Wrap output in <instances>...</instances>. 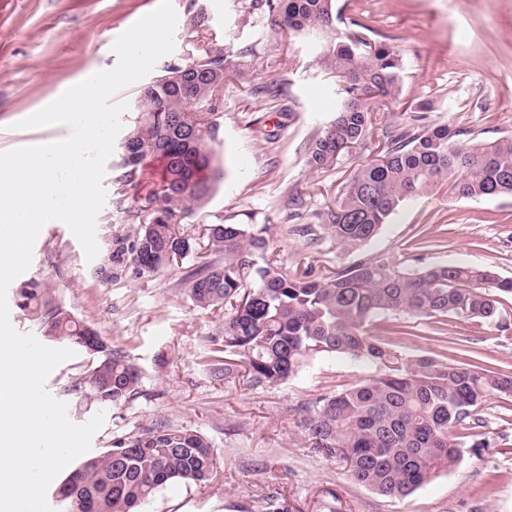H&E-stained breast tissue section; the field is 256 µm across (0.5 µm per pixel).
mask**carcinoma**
I'll return each mask as SVG.
<instances>
[{
    "instance_id": "1",
    "label": "carcinoma",
    "mask_w": 512,
    "mask_h": 512,
    "mask_svg": "<svg viewBox=\"0 0 512 512\" xmlns=\"http://www.w3.org/2000/svg\"><path fill=\"white\" fill-rule=\"evenodd\" d=\"M267 9L288 34L333 28L334 0H250ZM320 66L340 82L336 119L308 144L311 170L329 169L344 153L366 143L373 129L369 103L395 100L402 91L401 53L364 34L333 33ZM234 64L224 52L192 47L166 65L137 97L131 130L122 145L124 182L160 163L158 189L134 218L142 223L126 247L137 274L154 273L196 251L193 238L175 229L205 204L223 171L212 144L219 137L218 105ZM412 123L383 132L379 153L359 164L334 207L315 214L336 243L356 248L374 238L406 200L448 185V196H512V138L484 143L448 124ZM206 262L185 279V294L201 309H224L220 332L226 376L249 387L276 386L320 355L369 363L376 373L309 401L301 428L311 447L348 464L350 477L375 493L404 499L448 471L460 449L478 440L482 403L512 397V373L464 367L435 357L412 358L370 334L392 316L498 322L501 298L512 297V279L488 268L434 265L409 271L385 255L317 273L307 257L281 263L268 228L211 224ZM17 307L45 336L71 346L96 333L47 297L37 281L17 292ZM85 397L117 405L140 392L141 374L120 350L97 354L85 380ZM212 443L192 428L163 427L117 440L86 458L61 483L66 512H132L172 481L208 483Z\"/></svg>"
}]
</instances>
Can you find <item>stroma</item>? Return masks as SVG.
Segmentation results:
<instances>
[{
	"label": "stroma",
	"mask_w": 512,
	"mask_h": 512,
	"mask_svg": "<svg viewBox=\"0 0 512 512\" xmlns=\"http://www.w3.org/2000/svg\"><path fill=\"white\" fill-rule=\"evenodd\" d=\"M177 13L175 49L162 64L190 49L189 19L202 11L208 47L231 55L237 74L224 87L219 139L213 146L224 179L207 203L181 224L206 245L207 227L221 222L269 227L285 264L308 252L316 271L356 263L376 254L406 268L435 264L479 265L512 278V197L452 199L447 188L406 202L370 241L345 248L323 239L307 247L287 233L288 199L301 197L302 221L334 205L369 148H353L330 170L313 171L307 146L336 117L337 82L318 60L327 33L288 35L274 29L250 0H171ZM344 21L358 20L375 40L393 44L404 57L397 102L372 101L377 129L408 122L416 103H427L426 121L470 130L492 142L512 136V0H338ZM160 0H0V151L30 140L66 135L63 126L22 129L26 112L75 81L88 68L117 63L116 38ZM281 88L279 100L252 94L255 86ZM119 153L105 163L106 203L96 221L99 253L86 260L67 225L50 223L37 238L29 269L7 290L10 322L39 335L35 321L16 306L31 280L45 283L55 300L90 324L137 366L142 381L132 400L106 408L89 402L80 382L94 361L76 350L46 381L77 424L105 412L91 454L117 440L161 427H191L212 443V480L198 486L175 482L137 512H264L271 498L288 512H512V397L483 405V446L465 447L458 463L404 499L386 498L354 482L343 460L310 448L300 425L307 402L372 374L347 358L318 356L288 383L252 389L238 379L214 376L210 358L224 324L220 311L196 307L183 280L205 262L206 252L165 270L138 275L118 254L138 228L130 216L153 189L118 182ZM106 277H99V270ZM501 326L452 319L437 330L428 319L397 318L394 347L492 371L512 372V298H503ZM442 341H435V333Z\"/></svg>",
	"instance_id": "1"
}]
</instances>
